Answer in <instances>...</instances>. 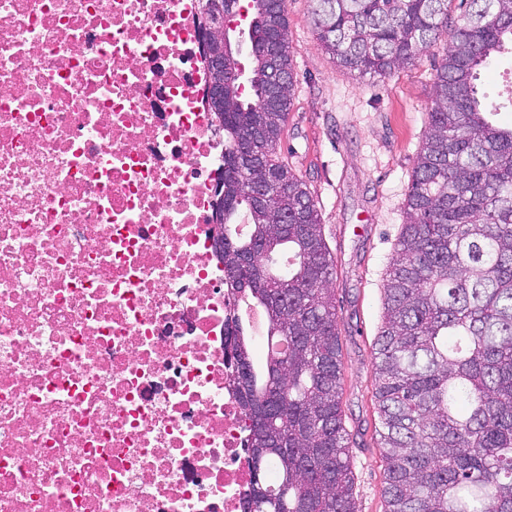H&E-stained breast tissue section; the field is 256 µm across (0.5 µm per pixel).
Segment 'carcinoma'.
I'll return each instance as SVG.
<instances>
[{"label":"carcinoma","instance_id":"obj_1","mask_svg":"<svg viewBox=\"0 0 512 512\" xmlns=\"http://www.w3.org/2000/svg\"><path fill=\"white\" fill-rule=\"evenodd\" d=\"M253 96L227 46L209 73L224 133V286L261 307L255 353L234 314V395L252 470L242 512H357L342 405L335 262L307 184L278 146L295 74L285 0H250ZM436 66L374 342L385 512H512V126L477 81L512 45V0H461ZM233 21L239 0H200ZM319 44L373 79L415 62L448 26V0H311ZM224 82L218 98L216 80ZM247 216L248 231L234 226Z\"/></svg>","mask_w":512,"mask_h":512}]
</instances>
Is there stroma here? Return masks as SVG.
I'll use <instances>...</instances> for the list:
<instances>
[{
  "label": "stroma",
  "mask_w": 512,
  "mask_h": 512,
  "mask_svg": "<svg viewBox=\"0 0 512 512\" xmlns=\"http://www.w3.org/2000/svg\"><path fill=\"white\" fill-rule=\"evenodd\" d=\"M296 75L294 105L280 144L307 184L334 257L343 358L345 425L358 512H384V473L373 438V343L381 325L383 283L405 222V198L435 99L437 41L411 66L379 80L340 70L319 46L309 0H287Z\"/></svg>",
  "instance_id": "1"
}]
</instances>
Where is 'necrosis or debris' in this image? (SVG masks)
Here are the masks:
<instances>
[{
	"label": "necrosis or debris",
	"mask_w": 512,
	"mask_h": 512,
	"mask_svg": "<svg viewBox=\"0 0 512 512\" xmlns=\"http://www.w3.org/2000/svg\"><path fill=\"white\" fill-rule=\"evenodd\" d=\"M198 0H0V512H240Z\"/></svg>",
	"instance_id": "4bbe7bcc"
}]
</instances>
